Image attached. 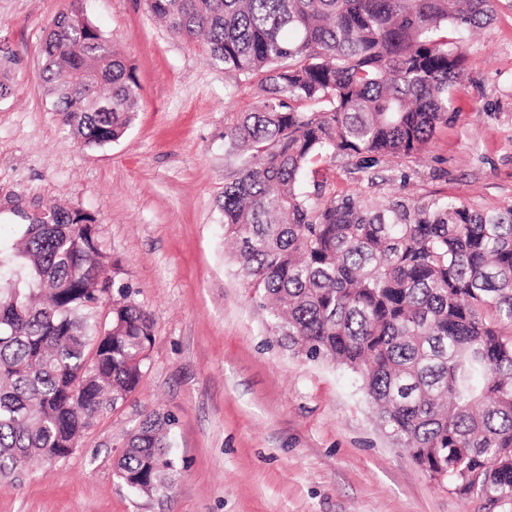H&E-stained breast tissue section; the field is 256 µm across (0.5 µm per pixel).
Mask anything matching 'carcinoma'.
Listing matches in <instances>:
<instances>
[{
    "mask_svg": "<svg viewBox=\"0 0 512 512\" xmlns=\"http://www.w3.org/2000/svg\"><path fill=\"white\" fill-rule=\"evenodd\" d=\"M500 0H146L176 36L205 38L210 61L259 78L261 103L225 127L237 160L224 183V240L276 335L311 360L356 373L379 424L465 497L512 498V209L427 206L314 181L336 155L360 168L422 151L448 125L459 36ZM42 81L73 138L119 139L139 107L135 67L77 6L40 48ZM0 48V98L12 95ZM112 98V110L90 103ZM312 102L317 112L295 105ZM0 247V476L69 457L138 387L153 342L129 287L105 284L90 214L56 205ZM118 296L108 298V289ZM112 312H107V300ZM165 416L146 418L115 464L128 487L175 483Z\"/></svg>",
    "mask_w": 512,
    "mask_h": 512,
    "instance_id": "carcinoma-1",
    "label": "carcinoma"
}]
</instances>
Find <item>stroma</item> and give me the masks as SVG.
Here are the masks:
<instances>
[{
    "mask_svg": "<svg viewBox=\"0 0 512 512\" xmlns=\"http://www.w3.org/2000/svg\"><path fill=\"white\" fill-rule=\"evenodd\" d=\"M69 2L0 0V47L16 58L15 91L0 100V241L53 204L91 214L153 343L139 387L71 456L0 477V512H512L440 485L379 427L357 374L273 334L224 251L220 209L233 169L224 129L255 102V83L170 33L144 0H81L135 65L141 102L119 140L74 141L39 53ZM461 51L454 117L423 153L364 171L336 156L321 166L331 189L512 208V0ZM153 414L171 421L180 474L170 492L145 495L115 461Z\"/></svg>",
    "mask_w": 512,
    "mask_h": 512,
    "instance_id": "1",
    "label": "stroma"
}]
</instances>
